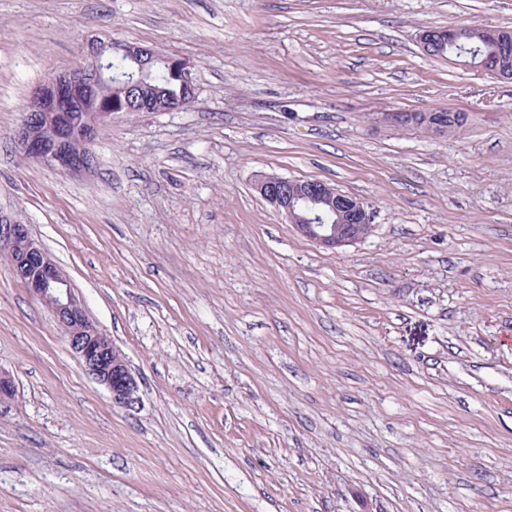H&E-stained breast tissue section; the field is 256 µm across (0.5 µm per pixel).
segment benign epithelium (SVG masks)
<instances>
[{"mask_svg":"<svg viewBox=\"0 0 512 512\" xmlns=\"http://www.w3.org/2000/svg\"><path fill=\"white\" fill-rule=\"evenodd\" d=\"M135 57L140 73L145 76L155 62L166 59L156 50L130 45L112 39L94 38L89 42L85 61L51 73L35 85L28 96L26 114L9 136L15 151L33 158L61 174L83 177L93 173L95 164L72 158L67 151L68 121L75 118L84 126L83 143L87 153L99 128L112 122L118 112H178L187 109L196 96L193 64L179 60V79L185 95L159 109L154 106L150 86L143 78L128 83L129 96L121 106L108 104L98 112L77 115L67 112L71 97L85 91L112 86V75L106 62L107 50ZM482 74L500 81L512 79L498 63L488 58L477 65ZM450 115L442 109L430 113L424 126L438 135L448 133ZM254 190L283 214L295 232L317 246L336 250L365 240L373 232L363 201L342 193L319 180H301L278 175L256 176ZM328 202L336 214V223L328 224L317 204ZM0 256L7 257L13 277L38 301L49 308L63 330L70 351L84 369L109 392L112 403L130 408L139 401V386L112 339L93 323L67 278L48 252L32 238L28 225L0 216Z\"/></svg>","mask_w":512,"mask_h":512,"instance_id":"7a95c632","label":"benign epithelium"}]
</instances>
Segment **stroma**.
Instances as JSON below:
<instances>
[{
  "label": "stroma",
  "mask_w": 512,
  "mask_h": 512,
  "mask_svg": "<svg viewBox=\"0 0 512 512\" xmlns=\"http://www.w3.org/2000/svg\"><path fill=\"white\" fill-rule=\"evenodd\" d=\"M449 24L512 0H0V215L140 388L114 406L0 258V512H512V82L426 56ZM94 34L190 60L197 95L115 114L70 178L9 135ZM259 174L361 198L372 235L319 248Z\"/></svg>",
  "instance_id": "obj_1"
}]
</instances>
